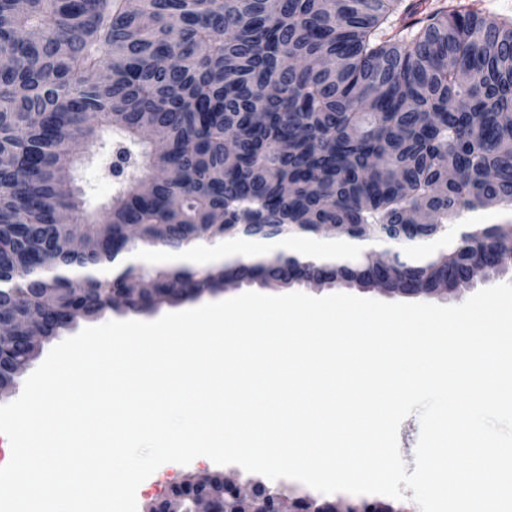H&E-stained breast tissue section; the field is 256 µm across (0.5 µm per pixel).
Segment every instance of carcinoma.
<instances>
[{
	"label": "carcinoma",
	"mask_w": 512,
	"mask_h": 512,
	"mask_svg": "<svg viewBox=\"0 0 512 512\" xmlns=\"http://www.w3.org/2000/svg\"><path fill=\"white\" fill-rule=\"evenodd\" d=\"M403 0H0V309L23 333L46 288L56 336L111 309L113 293L139 312L195 299L227 279L278 282L288 257L182 269L124 268L82 286L69 268L97 269L128 251L180 250L226 236L268 238L344 224L362 240L424 242L466 212L512 205V20L459 4L384 38ZM165 54L173 69L156 64ZM100 71L103 82L92 80ZM121 134L132 170L90 211L61 178L90 161L103 127ZM175 164V183L157 168ZM151 181L154 201L137 200ZM63 209L85 247L62 248ZM425 210L431 224L401 227ZM122 242L112 253L104 240ZM490 241H512V222L469 236L442 261L388 265L391 282L453 288ZM364 260L334 280L367 284ZM29 360L0 346V383Z\"/></svg>",
	"instance_id": "carcinoma-1"
}]
</instances>
